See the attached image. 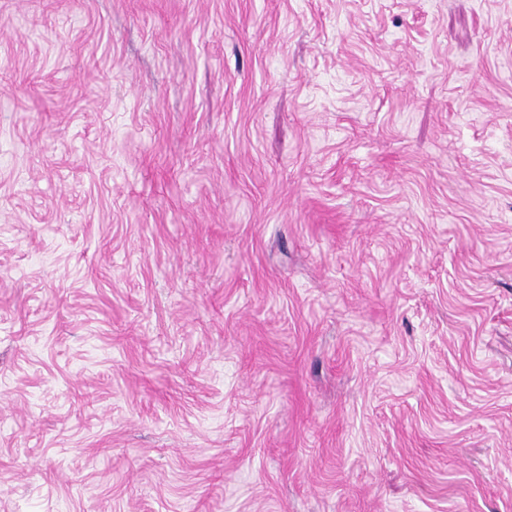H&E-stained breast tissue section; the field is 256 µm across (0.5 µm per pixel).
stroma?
<instances>
[{
  "label": "stroma",
  "instance_id": "stroma-1",
  "mask_svg": "<svg viewBox=\"0 0 512 512\" xmlns=\"http://www.w3.org/2000/svg\"><path fill=\"white\" fill-rule=\"evenodd\" d=\"M0 512H512V0H0Z\"/></svg>",
  "mask_w": 512,
  "mask_h": 512
}]
</instances>
